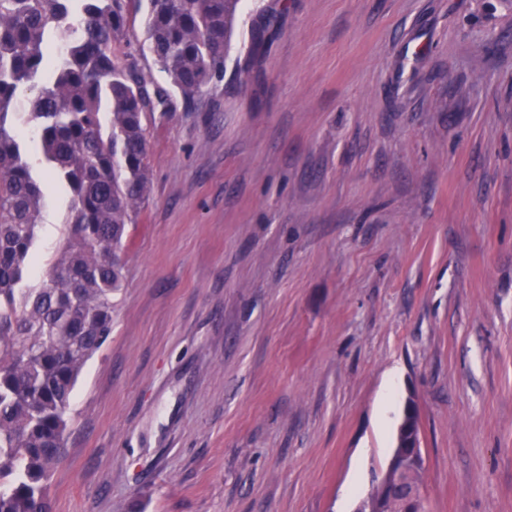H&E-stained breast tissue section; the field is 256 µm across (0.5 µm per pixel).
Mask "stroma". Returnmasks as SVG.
Listing matches in <instances>:
<instances>
[{"label":"stroma","instance_id":"35a3bbf8","mask_svg":"<svg viewBox=\"0 0 512 512\" xmlns=\"http://www.w3.org/2000/svg\"><path fill=\"white\" fill-rule=\"evenodd\" d=\"M145 20L114 60L163 84ZM143 123L52 512H355L410 401L427 512H512V6L242 0L223 78Z\"/></svg>","mask_w":512,"mask_h":512}]
</instances>
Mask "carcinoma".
Here are the masks:
<instances>
[{"instance_id":"1","label":"carcinoma","mask_w":512,"mask_h":512,"mask_svg":"<svg viewBox=\"0 0 512 512\" xmlns=\"http://www.w3.org/2000/svg\"><path fill=\"white\" fill-rule=\"evenodd\" d=\"M241 0H147L148 49L166 88L112 56L128 0H0V512H51L70 400L112 331L128 225L150 190L143 116L189 107L224 74ZM36 91L31 111L17 99ZM38 131L42 170L70 197L63 239L25 282L46 186L17 126ZM396 512L377 485L363 501Z\"/></svg>"}]
</instances>
